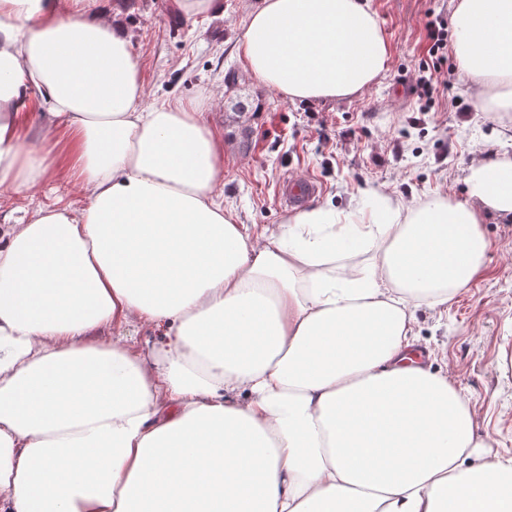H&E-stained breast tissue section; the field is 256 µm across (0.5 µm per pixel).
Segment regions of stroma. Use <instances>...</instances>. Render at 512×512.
I'll use <instances>...</instances> for the list:
<instances>
[{
	"instance_id": "stroma-1",
	"label": "stroma",
	"mask_w": 512,
	"mask_h": 512,
	"mask_svg": "<svg viewBox=\"0 0 512 512\" xmlns=\"http://www.w3.org/2000/svg\"><path fill=\"white\" fill-rule=\"evenodd\" d=\"M133 33L145 105L203 101L224 142V178L214 192L239 223L276 228L288 215L278 198L283 178L321 185L315 204L359 213L373 187L409 207L435 199L462 201L473 160L512 155V112H479L448 58L447 89L424 104L411 90L427 45L428 11L451 18L458 0H370L390 46L388 70L361 93L314 105L291 104L267 89L239 58L236 43L255 0H223L222 11L185 18L172 0H132ZM235 82H226L228 72ZM251 111L240 112L237 102ZM7 205L79 204L81 191L56 177ZM491 249L480 276L441 313L416 309L432 371L449 373L472 409L477 440L491 453H512V223L488 214Z\"/></svg>"
}]
</instances>
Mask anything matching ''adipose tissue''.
I'll use <instances>...</instances> for the list:
<instances>
[{
    "instance_id": "adipose-tissue-1",
    "label": "adipose tissue",
    "mask_w": 512,
    "mask_h": 512,
    "mask_svg": "<svg viewBox=\"0 0 512 512\" xmlns=\"http://www.w3.org/2000/svg\"><path fill=\"white\" fill-rule=\"evenodd\" d=\"M451 22L476 105L512 112V0ZM237 50L306 104L390 58L369 0H258ZM60 131L84 205L0 210V512H512V455L473 463L414 315L479 276L512 156L470 165L465 201L370 189L362 220L327 203L253 231L214 198L202 104L145 106L115 0H0V192L57 172ZM145 323L165 346L141 351Z\"/></svg>"
}]
</instances>
